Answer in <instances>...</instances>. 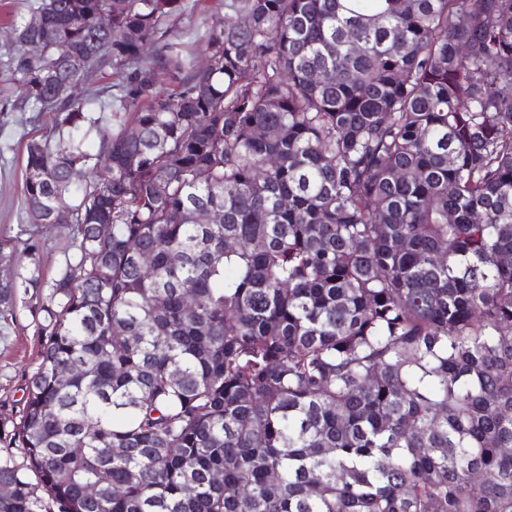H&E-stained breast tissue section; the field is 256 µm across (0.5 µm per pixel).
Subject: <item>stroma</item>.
<instances>
[{"instance_id": "35a3bbf8", "label": "stroma", "mask_w": 512, "mask_h": 512, "mask_svg": "<svg viewBox=\"0 0 512 512\" xmlns=\"http://www.w3.org/2000/svg\"><path fill=\"white\" fill-rule=\"evenodd\" d=\"M190 13L167 24L171 38L201 37L213 19L223 16L224 0H190ZM27 0H0V240L15 238L22 230L37 234L43 243L39 261L22 254L0 264V276L12 277L38 270L42 279L54 278L59 270L61 249L71 232L68 227L42 228L30 224L22 193L27 142L50 134L53 115L49 112L11 111L15 99L7 62L15 47L13 33L26 13ZM41 298L35 292L19 294L12 320L0 332V419L17 418L19 401L27 379L40 359L38 324Z\"/></svg>"}]
</instances>
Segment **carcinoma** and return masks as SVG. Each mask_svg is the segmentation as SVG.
<instances>
[{"label": "carcinoma", "instance_id": "obj_1", "mask_svg": "<svg viewBox=\"0 0 512 512\" xmlns=\"http://www.w3.org/2000/svg\"><path fill=\"white\" fill-rule=\"evenodd\" d=\"M190 8L15 28L55 114L28 217L72 237L0 283L3 322L46 289L0 512H512V0H224L201 69L164 28Z\"/></svg>", "mask_w": 512, "mask_h": 512}]
</instances>
